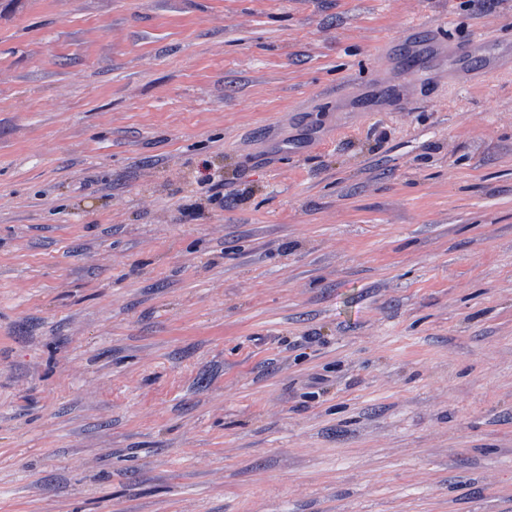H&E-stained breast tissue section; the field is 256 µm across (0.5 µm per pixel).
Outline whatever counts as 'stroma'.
I'll return each mask as SVG.
<instances>
[{
  "instance_id": "1",
  "label": "stroma",
  "mask_w": 512,
  "mask_h": 512,
  "mask_svg": "<svg viewBox=\"0 0 512 512\" xmlns=\"http://www.w3.org/2000/svg\"><path fill=\"white\" fill-rule=\"evenodd\" d=\"M460 2L0 0V512H512V0Z\"/></svg>"
}]
</instances>
